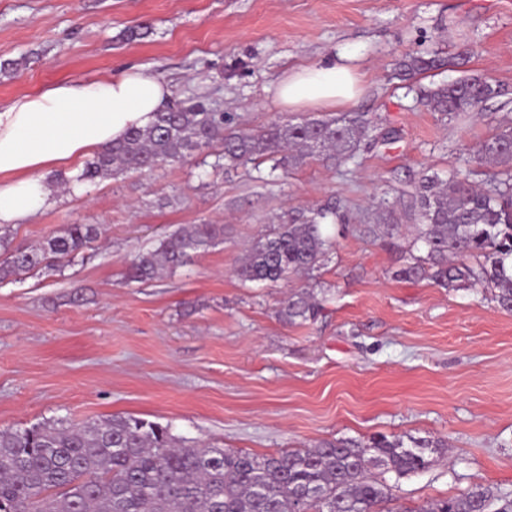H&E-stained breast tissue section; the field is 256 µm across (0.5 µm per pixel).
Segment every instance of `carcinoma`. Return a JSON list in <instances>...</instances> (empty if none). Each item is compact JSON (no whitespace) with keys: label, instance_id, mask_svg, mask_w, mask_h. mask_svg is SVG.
<instances>
[{"label":"carcinoma","instance_id":"1","mask_svg":"<svg viewBox=\"0 0 512 512\" xmlns=\"http://www.w3.org/2000/svg\"><path fill=\"white\" fill-rule=\"evenodd\" d=\"M448 64L438 53L399 59L396 78L407 81ZM499 95L491 82L469 75L418 89L419 102L445 116L474 112ZM371 121L355 113L305 117L259 131L224 127V113L202 104L174 102L146 129H133L87 161L81 183L181 163L195 151L218 148L211 167L226 172L255 169L266 161L283 172L319 158L355 160ZM478 164L493 171L492 185H473L459 171L448 179L424 175L410 190L409 205L385 207L377 222L392 232L413 223L425 255L413 257L399 276L428 278L444 288L491 290L492 300L512 310V127L482 141ZM344 222L334 205L293 210L269 227L236 267L244 282L276 283L291 275L309 279L332 246L326 227ZM95 224H70L37 246L10 247L0 281L69 262L95 241ZM224 239L222 224H191L138 254L127 280L146 283L174 272ZM323 310L314 293L288 294L279 315L288 322L314 321ZM443 441L385 436L366 442L323 441L313 448L255 455L229 448L187 445L167 425L114 415L80 426L65 419L0 430V512H381L392 501L390 486L373 470L399 476L425 470L443 457ZM403 512H512V497L476 486L450 499Z\"/></svg>","mask_w":512,"mask_h":512}]
</instances>
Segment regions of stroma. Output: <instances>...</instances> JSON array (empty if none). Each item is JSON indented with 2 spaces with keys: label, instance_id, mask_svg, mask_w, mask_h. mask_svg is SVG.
Listing matches in <instances>:
<instances>
[{
  "label": "stroma",
  "instance_id": "obj_1",
  "mask_svg": "<svg viewBox=\"0 0 512 512\" xmlns=\"http://www.w3.org/2000/svg\"><path fill=\"white\" fill-rule=\"evenodd\" d=\"M145 26L143 39L125 29ZM468 51L454 82L478 73L499 97L448 118L392 80L412 51ZM365 75L351 111L373 130L356 161L312 159L272 183L212 171L196 153L128 172L13 225L32 246L69 224L102 236L71 262L0 282V429L115 414L170 426L188 443L257 455L375 436L445 441L433 467L386 474L410 512L476 485L512 493V311L481 287L443 288L397 275L412 228L376 226L421 172L487 183L474 151L512 125V0H0V103L62 81L141 66L176 101H205L231 126L292 118L275 89L285 71L335 58ZM335 203L344 224L315 284L326 308L290 324L279 302L306 280L241 281L243 252L295 207ZM187 224H220L224 240L192 263L129 283L134 255Z\"/></svg>",
  "mask_w": 512,
  "mask_h": 512
}]
</instances>
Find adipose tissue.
Here are the masks:
<instances>
[{"mask_svg":"<svg viewBox=\"0 0 512 512\" xmlns=\"http://www.w3.org/2000/svg\"><path fill=\"white\" fill-rule=\"evenodd\" d=\"M362 86V73L332 61L289 70L276 97L292 110L336 107L354 102ZM171 96L158 76L130 66L109 79L62 81L0 103V226L55 205L47 172L78 173L85 159L149 126Z\"/></svg>","mask_w":512,"mask_h":512,"instance_id":"ef3b65f1","label":"adipose tissue"}]
</instances>
